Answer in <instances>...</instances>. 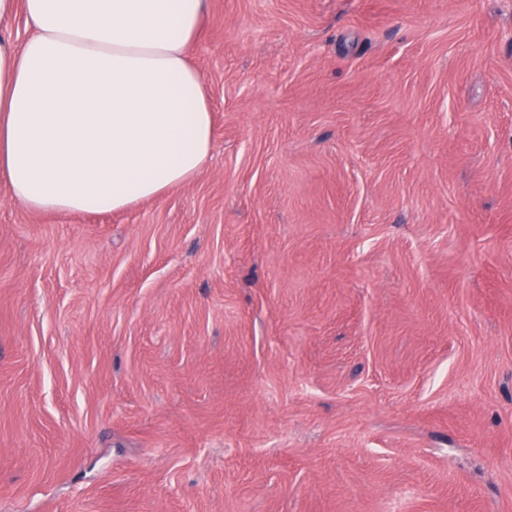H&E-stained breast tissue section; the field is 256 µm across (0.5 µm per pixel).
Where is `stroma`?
Here are the masks:
<instances>
[{"instance_id": "35a3bbf8", "label": "stroma", "mask_w": 512, "mask_h": 512, "mask_svg": "<svg viewBox=\"0 0 512 512\" xmlns=\"http://www.w3.org/2000/svg\"><path fill=\"white\" fill-rule=\"evenodd\" d=\"M191 183L0 180V512H512V0H207Z\"/></svg>"}]
</instances>
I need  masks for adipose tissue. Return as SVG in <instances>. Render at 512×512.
Wrapping results in <instances>:
<instances>
[{
    "mask_svg": "<svg viewBox=\"0 0 512 512\" xmlns=\"http://www.w3.org/2000/svg\"><path fill=\"white\" fill-rule=\"evenodd\" d=\"M0 178L32 211L103 214L192 182L213 150L187 50L205 0H0Z\"/></svg>",
    "mask_w": 512,
    "mask_h": 512,
    "instance_id": "ef3b65f1",
    "label": "adipose tissue"
}]
</instances>
